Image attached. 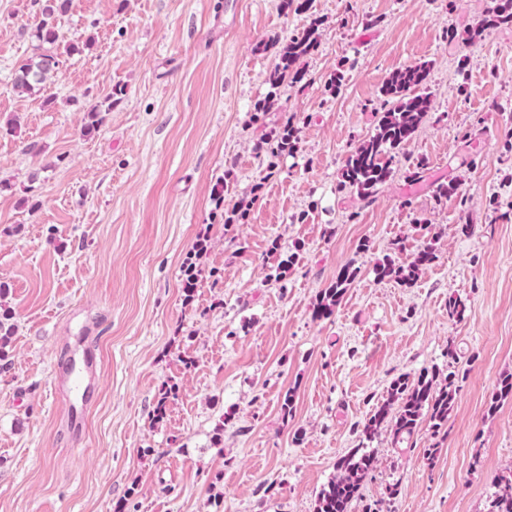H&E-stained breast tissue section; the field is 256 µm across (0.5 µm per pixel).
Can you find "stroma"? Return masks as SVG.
<instances>
[{
	"label": "stroma",
	"instance_id": "1",
	"mask_svg": "<svg viewBox=\"0 0 512 512\" xmlns=\"http://www.w3.org/2000/svg\"><path fill=\"white\" fill-rule=\"evenodd\" d=\"M277 4L70 0L60 33L91 46L45 92L22 94L13 72L33 51L38 8L0 0V123L18 122L0 133V311L15 325L0 361V512H314L393 378L451 364L463 377L434 464L428 430L401 450L378 437L364 497L382 512H485L512 469V400L488 411L512 373V29L467 40L492 0ZM315 17L306 84L271 89L266 43ZM422 63L430 110L405 151L427 178L397 172L361 205L337 188L346 156L373 133L388 76ZM116 84L125 100L83 136L85 109ZM271 92L274 107L255 117ZM292 114L299 149L270 159L259 146ZM450 180L465 207L435 199ZM234 209L245 221L225 224ZM397 238L405 264L433 243L409 285L374 271ZM347 264L357 278L315 319ZM455 297L468 306L458 323ZM75 310L101 329V384L74 439L51 371ZM166 383L177 391L157 420Z\"/></svg>",
	"mask_w": 512,
	"mask_h": 512
}]
</instances>
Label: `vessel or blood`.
I'll use <instances>...</instances> for the list:
<instances>
[{
    "mask_svg": "<svg viewBox=\"0 0 512 512\" xmlns=\"http://www.w3.org/2000/svg\"><path fill=\"white\" fill-rule=\"evenodd\" d=\"M92 332L89 325H80L81 345L70 350L66 364L53 371V390L59 400L67 405L68 427L75 435L83 431V422L77 415L76 406L91 403L100 384L97 355L92 347L85 344Z\"/></svg>",
    "mask_w": 512,
    "mask_h": 512,
    "instance_id": "obj_1",
    "label": "vessel or blood"
}]
</instances>
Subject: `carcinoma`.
I'll return each instance as SVG.
<instances>
[{"mask_svg": "<svg viewBox=\"0 0 512 512\" xmlns=\"http://www.w3.org/2000/svg\"><path fill=\"white\" fill-rule=\"evenodd\" d=\"M40 20L34 29L37 42L33 55L23 59L14 71V87L22 93H33L47 87L60 70L61 54L68 56L81 52L89 46L84 41H64L59 33L58 18L68 9L69 0H36ZM322 20L315 18L303 31L291 35L287 41L278 39L264 45L275 49V65L270 75L272 88L281 84L295 86L305 79L298 69L300 59L312 54L320 42ZM487 27L512 28V0H495L482 24L473 30L470 38L479 37ZM60 48L63 53H51L44 45ZM429 76L426 64L408 66L393 71L381 87L384 111L375 113V130L368 139L359 143L348 154L338 182V189L357 195L363 204L371 203L381 186L395 174L393 161L410 141L430 108V99L425 92ZM124 87L115 85L104 97L106 108L96 104L87 110L83 135L92 136L104 123L103 112L111 111L122 102ZM299 148L298 126L294 117H288L278 132L267 142L266 153L272 158L290 154ZM438 201L455 198L464 203L460 194V183H439L434 189ZM405 244L397 240L392 244V254L382 260L375 273L380 278L390 277L403 284L417 277L419 271L429 265L435 254L431 246L420 249L411 264L396 263L394 255L401 254ZM358 270L344 266L336 281L319 296L313 315L325 318L333 314L336 304L346 289L354 282ZM459 374L454 371L441 375L437 371H422L415 378L400 376L394 380L387 399L380 404L360 429V443L336 463V475L321 489L316 512H381L380 501H368L361 494L363 483L376 469L374 451L367 447L378 435L384 433L392 447L399 448L409 442L422 427H428L432 437L440 435L448 424L457 394ZM512 399V373L504 376L489 405L494 412L501 401ZM494 491L488 499L487 512H512V470L499 476Z\"/></svg>", "mask_w": 512, "mask_h": 512, "instance_id": "1", "label": "carcinoma"}]
</instances>
